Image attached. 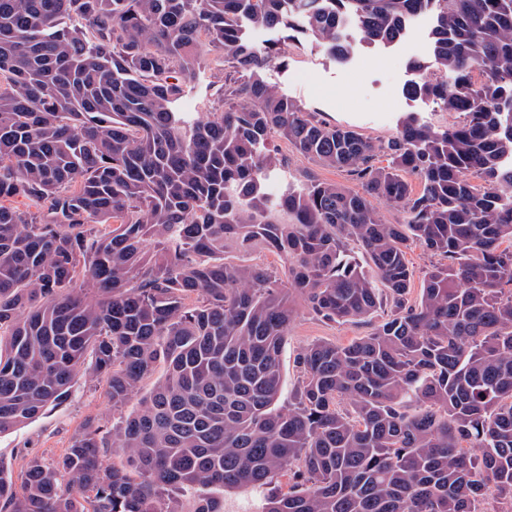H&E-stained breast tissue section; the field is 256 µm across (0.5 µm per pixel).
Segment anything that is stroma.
Listing matches in <instances>:
<instances>
[{
  "mask_svg": "<svg viewBox=\"0 0 512 512\" xmlns=\"http://www.w3.org/2000/svg\"><path fill=\"white\" fill-rule=\"evenodd\" d=\"M431 26V19L420 20L398 43L389 47L361 44L360 32L352 31L351 38L358 46L343 63L331 59L305 35L291 36L283 30L272 34L271 39L286 64L270 65L262 76L275 91L288 95L306 110L319 113L329 123L353 127L378 144L396 136L398 120L408 112L419 113L428 124L449 126L457 122V114L409 99L403 92L405 85L416 77L411 61L421 60L425 74L434 72L429 50ZM223 93V67L212 61L204 62L186 90L181 109L200 113L221 111ZM274 149L283 161L282 174L287 180L303 181L314 177L343 185L349 182L344 172L320 166L296 154L284 142H275ZM369 330L366 324L324 322L306 310H299L281 353L280 406H287L297 385L295 359L303 348L316 340L345 344ZM136 408L133 401L123 408H113L103 381L86 371H78L71 394L64 403L48 409L18 430L0 434V465L14 483H21L31 458L46 463L60 459L87 421L109 427L119 424Z\"/></svg>",
  "mask_w": 512,
  "mask_h": 512,
  "instance_id": "obj_1",
  "label": "stroma"
}]
</instances>
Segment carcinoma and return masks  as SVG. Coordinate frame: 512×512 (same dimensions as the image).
<instances>
[{"instance_id": "1", "label": "carcinoma", "mask_w": 512, "mask_h": 512, "mask_svg": "<svg viewBox=\"0 0 512 512\" xmlns=\"http://www.w3.org/2000/svg\"><path fill=\"white\" fill-rule=\"evenodd\" d=\"M424 10L447 80L406 94L461 120L410 112L384 146L276 92L275 49L245 35L299 30L342 62L343 16L386 46ZM212 54L224 110L180 111ZM274 138L356 188L268 193ZM417 248L434 261L413 300ZM257 251L288 280L228 260ZM295 296L328 322L389 312L304 348L279 409ZM85 364L116 409L165 373L20 489L0 473V512H224L210 488L282 472L261 512H512V0H0V433Z\"/></svg>"}]
</instances>
